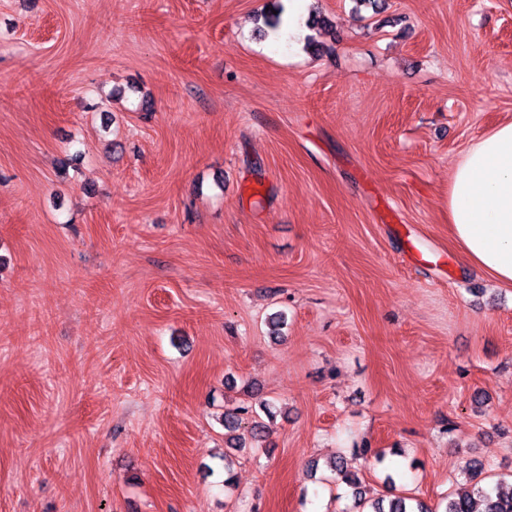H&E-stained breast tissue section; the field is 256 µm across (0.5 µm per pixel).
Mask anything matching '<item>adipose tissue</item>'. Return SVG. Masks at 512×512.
Listing matches in <instances>:
<instances>
[{
  "instance_id": "1",
  "label": "adipose tissue",
  "mask_w": 512,
  "mask_h": 512,
  "mask_svg": "<svg viewBox=\"0 0 512 512\" xmlns=\"http://www.w3.org/2000/svg\"><path fill=\"white\" fill-rule=\"evenodd\" d=\"M448 224L470 264L512 285V122L495 125L454 165Z\"/></svg>"
}]
</instances>
